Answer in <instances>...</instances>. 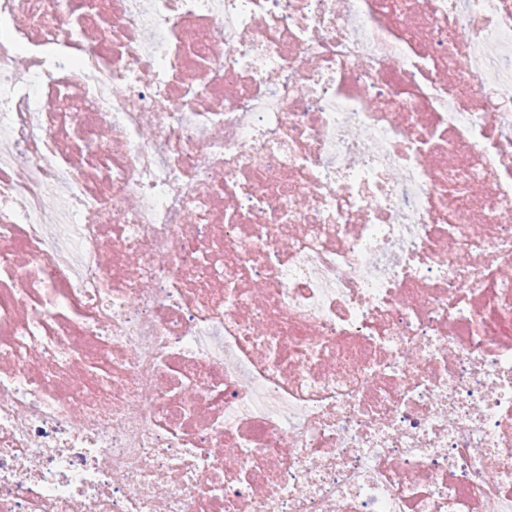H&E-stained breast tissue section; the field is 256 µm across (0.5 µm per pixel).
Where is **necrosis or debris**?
<instances>
[{
    "label": "necrosis or debris",
    "instance_id": "4bbe7bcc",
    "mask_svg": "<svg viewBox=\"0 0 512 512\" xmlns=\"http://www.w3.org/2000/svg\"><path fill=\"white\" fill-rule=\"evenodd\" d=\"M512 0H0V512H512Z\"/></svg>",
    "mask_w": 512,
    "mask_h": 512
}]
</instances>
